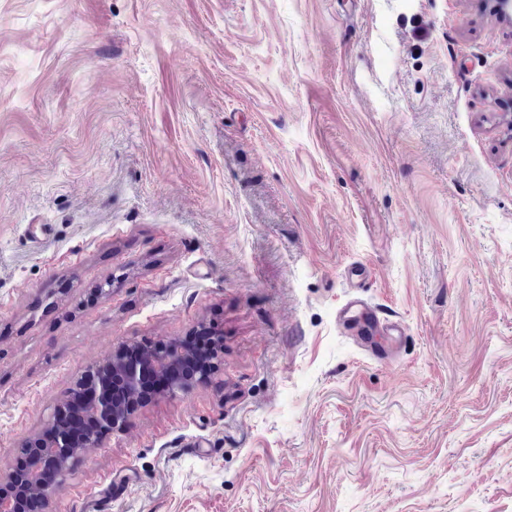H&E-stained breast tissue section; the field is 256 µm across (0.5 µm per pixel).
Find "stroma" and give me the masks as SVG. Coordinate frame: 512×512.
Returning <instances> with one entry per match:
<instances>
[{
  "mask_svg": "<svg viewBox=\"0 0 512 512\" xmlns=\"http://www.w3.org/2000/svg\"><path fill=\"white\" fill-rule=\"evenodd\" d=\"M353 262L393 358L336 322ZM203 326L210 378L50 512H512V21L0 0V478L90 368Z\"/></svg>",
  "mask_w": 512,
  "mask_h": 512,
  "instance_id": "35a3bbf8",
  "label": "stroma"
}]
</instances>
